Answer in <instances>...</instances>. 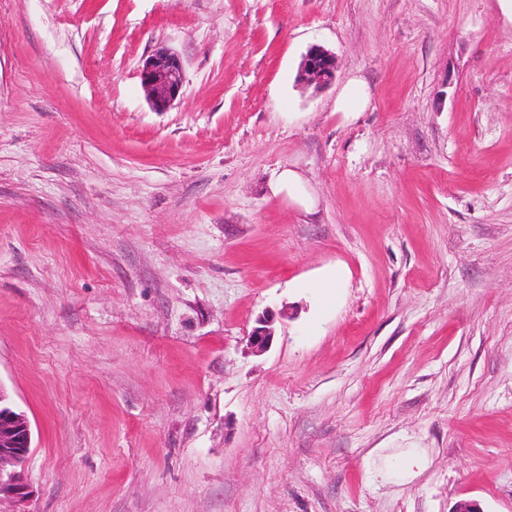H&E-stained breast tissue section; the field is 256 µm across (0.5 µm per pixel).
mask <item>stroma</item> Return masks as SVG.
<instances>
[{
  "instance_id": "1",
  "label": "stroma",
  "mask_w": 512,
  "mask_h": 512,
  "mask_svg": "<svg viewBox=\"0 0 512 512\" xmlns=\"http://www.w3.org/2000/svg\"><path fill=\"white\" fill-rule=\"evenodd\" d=\"M0 389L28 512H512V0H0ZM336 69V55L320 45H313L302 57L298 77L304 83L321 87L332 81ZM184 67L178 54L160 49L151 55L140 70V82L155 111L167 110L183 86ZM370 101L368 87L358 78H351L336 99V111L356 114L363 112ZM301 183V179L298 174L288 168L283 169L274 184V193L281 194L286 193L288 197L300 202L303 206H307L309 201L301 199L298 194V187ZM274 314H263L256 320V326L253 328L248 338L250 348L255 353H264L272 345L274 339L273 324Z\"/></svg>"
}]
</instances>
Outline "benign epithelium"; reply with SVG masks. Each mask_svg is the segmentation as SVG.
Wrapping results in <instances>:
<instances>
[{"instance_id":"7a95c632","label":"benign epithelium","mask_w":512,"mask_h":512,"mask_svg":"<svg viewBox=\"0 0 512 512\" xmlns=\"http://www.w3.org/2000/svg\"><path fill=\"white\" fill-rule=\"evenodd\" d=\"M337 69L336 55L320 45L309 47L300 64L299 80L316 86L332 81ZM184 67L178 54L160 49L151 55L140 70V82L152 108L167 110L177 99L183 86ZM274 314H264L256 320L248 338L255 353H264L274 339ZM31 448V429L25 414L8 403L0 388V497H7L16 504L15 512H28L27 485L18 468L22 467Z\"/></svg>"}]
</instances>
